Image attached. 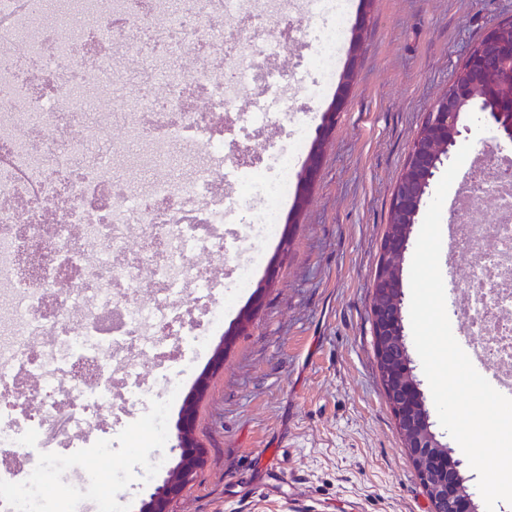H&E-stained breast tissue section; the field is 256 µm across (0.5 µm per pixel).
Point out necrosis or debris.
Returning <instances> with one entry per match:
<instances>
[{"instance_id":"4bbe7bcc","label":"necrosis or debris","mask_w":512,"mask_h":512,"mask_svg":"<svg viewBox=\"0 0 512 512\" xmlns=\"http://www.w3.org/2000/svg\"><path fill=\"white\" fill-rule=\"evenodd\" d=\"M41 3L0 0V448L23 472L0 478V512H41V486L60 469L48 434L60 412L81 443L73 472L110 512L113 448L95 435L104 408L119 391L151 396L138 359L169 343L203 349L223 326L213 262L224 227L257 196L249 234L275 235L307 128L288 112L274 176L235 157L225 181V133L251 137L253 115L237 109L244 84L266 114L282 110L268 61L286 45L273 23L284 0H56L85 24L77 43L55 36ZM304 7L332 18L311 43L318 99L336 77L346 0ZM227 13L251 55L225 51ZM105 91L132 97L136 113L117 105L89 119ZM464 168L449 218L450 252L472 265L460 315L473 355L512 386V152L476 143Z\"/></svg>"}]
</instances>
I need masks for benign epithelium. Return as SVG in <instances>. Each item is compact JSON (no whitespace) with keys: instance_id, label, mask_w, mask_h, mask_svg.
<instances>
[{"instance_id":"benign-epithelium-1","label":"benign epithelium","mask_w":512,"mask_h":512,"mask_svg":"<svg viewBox=\"0 0 512 512\" xmlns=\"http://www.w3.org/2000/svg\"><path fill=\"white\" fill-rule=\"evenodd\" d=\"M466 80L455 85L446 96L440 97L426 113L431 128L428 135L415 138L405 163L408 189L396 196L395 206L412 216L419 215L426 203L428 189L443 159L456 146L458 138L470 132L459 112L460 102L473 99L478 83L484 81V72L468 68ZM492 89L512 87V59L504 62L491 84ZM493 112L481 104L471 105L470 111L487 115L496 127L499 139L512 143V104ZM413 232V225L402 224L396 232L384 235L381 255L389 261V270L374 279L371 320L374 349L378 365L383 368L389 406L399 423L408 454L423 461L420 480L429 491L431 512H477V506L468 490L456 481L461 462L452 457L447 444L432 430L430 415L425 406L420 381L411 364L393 365L388 356V340L397 339L405 345L403 324V269L405 254ZM177 464L164 481L153 487L142 500L140 512H170V505L203 463V451L194 435V411L187 407L177 425L176 443L171 446Z\"/></svg>"}]
</instances>
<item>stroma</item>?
<instances>
[{
	"mask_svg": "<svg viewBox=\"0 0 512 512\" xmlns=\"http://www.w3.org/2000/svg\"><path fill=\"white\" fill-rule=\"evenodd\" d=\"M512 21V0H373L346 103L336 115L317 181L296 234L255 319L238 315L251 291L234 292L224 327L192 354L182 395L196 404L195 435L205 464L171 512H430L404 448L375 356L370 304L392 192L431 104L446 90L468 47ZM285 89L310 138L321 134L332 95L308 99V53L283 51ZM235 343L220 369L212 356L225 333ZM103 413L118 450L112 512H139L151 472L127 439L148 413ZM279 447L282 477L265 495L242 485L266 449Z\"/></svg>",
	"mask_w": 512,
	"mask_h": 512,
	"instance_id": "stroma-1",
	"label": "stroma"
}]
</instances>
